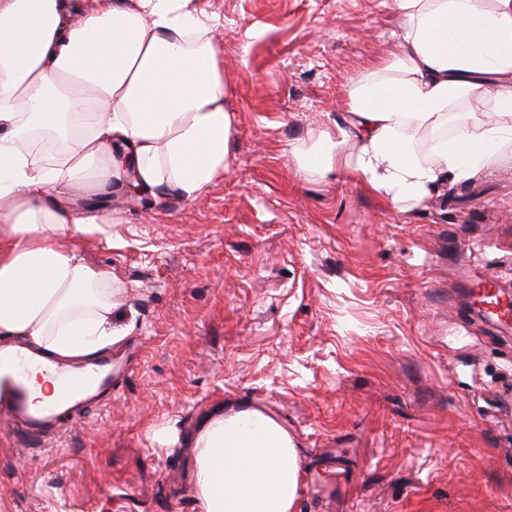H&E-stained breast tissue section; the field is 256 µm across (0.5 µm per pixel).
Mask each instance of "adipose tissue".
I'll return each mask as SVG.
<instances>
[{
	"mask_svg": "<svg viewBox=\"0 0 512 512\" xmlns=\"http://www.w3.org/2000/svg\"><path fill=\"white\" fill-rule=\"evenodd\" d=\"M189 0H0V341L58 360L116 342L109 276L63 239L110 236L72 207L133 184L191 201L228 167L230 80ZM398 54L351 79L346 122L291 149L297 170L344 171L402 213L466 186L512 151V0H395ZM197 512H293L297 454L271 417L199 429Z\"/></svg>",
	"mask_w": 512,
	"mask_h": 512,
	"instance_id": "ef3b65f1",
	"label": "adipose tissue"
}]
</instances>
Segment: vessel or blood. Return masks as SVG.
Wrapping results in <instances>:
<instances>
[{
    "instance_id": "obj_1",
    "label": "vessel or blood",
    "mask_w": 512,
    "mask_h": 512,
    "mask_svg": "<svg viewBox=\"0 0 512 512\" xmlns=\"http://www.w3.org/2000/svg\"><path fill=\"white\" fill-rule=\"evenodd\" d=\"M475 294L485 316L506 325L512 323V292L503 289L497 277L482 279ZM40 354L25 348L0 353V365L12 367L14 375L0 391V426L28 438H43L54 433L62 417L90 401L92 394H104L112 385V360L97 361L84 377L72 378L68 368H61V380L54 399L41 409L29 405L25 381L27 365L39 362Z\"/></svg>"
}]
</instances>
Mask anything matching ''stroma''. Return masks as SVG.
<instances>
[{
  "instance_id": "1",
  "label": "stroma",
  "mask_w": 512,
  "mask_h": 512,
  "mask_svg": "<svg viewBox=\"0 0 512 512\" xmlns=\"http://www.w3.org/2000/svg\"><path fill=\"white\" fill-rule=\"evenodd\" d=\"M231 81L229 167L195 200L103 197L111 402L38 442L0 429V512H197L189 440L256 409L292 438L295 512H512V329L469 278L512 286V160L395 210L290 150L344 119L348 81L398 50L394 0H191ZM167 425L176 442L160 443Z\"/></svg>"
}]
</instances>
